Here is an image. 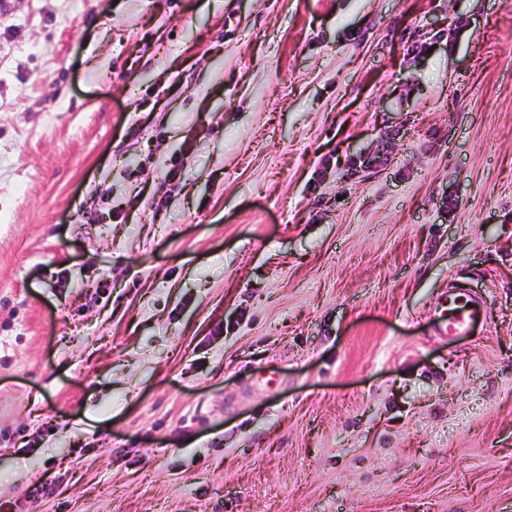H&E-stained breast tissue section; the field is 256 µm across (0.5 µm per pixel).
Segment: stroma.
Masks as SVG:
<instances>
[{
    "mask_svg": "<svg viewBox=\"0 0 512 512\" xmlns=\"http://www.w3.org/2000/svg\"><path fill=\"white\" fill-rule=\"evenodd\" d=\"M7 501L512 512V0H13ZM449 325L444 327V334L459 335L472 330L485 309L475 299L464 294H455L448 297Z\"/></svg>",
    "mask_w": 512,
    "mask_h": 512,
    "instance_id": "stroma-1",
    "label": "stroma"
}]
</instances>
